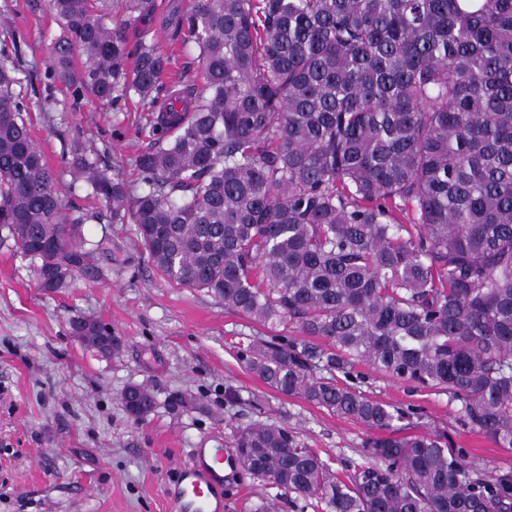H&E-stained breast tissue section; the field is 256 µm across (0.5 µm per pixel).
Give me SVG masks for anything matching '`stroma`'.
<instances>
[{"label": "stroma", "mask_w": 512, "mask_h": 512, "mask_svg": "<svg viewBox=\"0 0 512 512\" xmlns=\"http://www.w3.org/2000/svg\"><path fill=\"white\" fill-rule=\"evenodd\" d=\"M4 19L21 36L22 88L41 93L62 34L48 0H0ZM55 98L51 111L30 114L48 165L60 169L64 142L79 137L97 147L109 174L139 192L134 159L148 133L135 105L118 111L89 94L74 107L61 90ZM81 234L110 243L98 257L103 279L78 276L49 292L38 287L33 261L0 231V512H170L167 488L192 449L256 421L295 431L332 469L372 461L368 443L377 431L280 394L239 360L237 342L268 338L270 328L162 278L134 225L91 222ZM77 316L121 336L122 348L103 356L87 347L71 332ZM132 384L156 395L141 421L120 401ZM356 385L402 408L401 434L440 433L477 468L512 471V448L464 427L447 393L368 368ZM224 495L227 512H249L276 490L235 468L224 473Z\"/></svg>", "instance_id": "obj_1"}]
</instances>
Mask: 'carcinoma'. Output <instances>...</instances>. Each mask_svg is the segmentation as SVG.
I'll return each mask as SVG.
<instances>
[{
  "mask_svg": "<svg viewBox=\"0 0 512 512\" xmlns=\"http://www.w3.org/2000/svg\"><path fill=\"white\" fill-rule=\"evenodd\" d=\"M62 29L48 88L135 99L150 142L134 195L72 140L62 156L100 204L68 213L58 173L0 46V229L56 292L102 276L77 228L134 224L169 281L297 336L237 342L268 387L387 433L377 461L334 472L285 427L233 432L251 479L319 512H512V472L477 470L401 413L347 383L366 365L441 389L461 420L512 448V0H191L172 40L199 48L202 89L128 29L155 0H49ZM84 59L72 70L74 56ZM413 212L402 224L396 211ZM73 334L109 332L76 317ZM134 420L155 396L127 387Z\"/></svg>",
  "mask_w": 512,
  "mask_h": 512,
  "instance_id": "cac0c4a2",
  "label": "carcinoma"
}]
</instances>
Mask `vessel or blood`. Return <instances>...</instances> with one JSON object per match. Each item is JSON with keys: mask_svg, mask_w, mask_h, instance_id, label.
I'll return each mask as SVG.
<instances>
[{"mask_svg": "<svg viewBox=\"0 0 512 512\" xmlns=\"http://www.w3.org/2000/svg\"><path fill=\"white\" fill-rule=\"evenodd\" d=\"M223 445L193 449L191 459L180 468L179 481L171 498L175 512H224Z\"/></svg>", "mask_w": 512, "mask_h": 512, "instance_id": "vessel-or-blood-1", "label": "vessel or blood"}]
</instances>
